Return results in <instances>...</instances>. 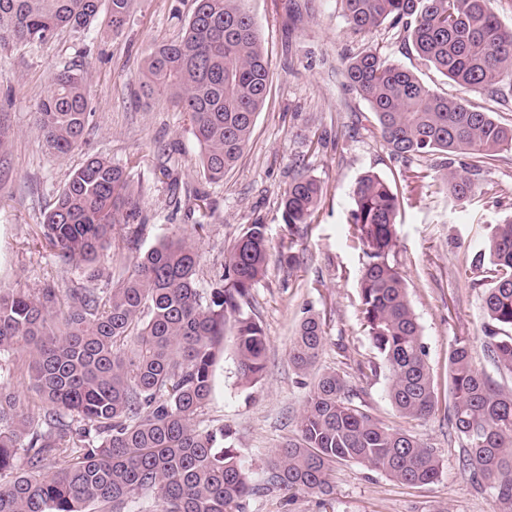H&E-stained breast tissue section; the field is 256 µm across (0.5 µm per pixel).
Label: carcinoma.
<instances>
[{
    "label": "carcinoma",
    "mask_w": 512,
    "mask_h": 512,
    "mask_svg": "<svg viewBox=\"0 0 512 512\" xmlns=\"http://www.w3.org/2000/svg\"><path fill=\"white\" fill-rule=\"evenodd\" d=\"M134 0H108L120 30ZM242 0H195L181 40L156 47L138 77V96L163 97L186 114L210 181L224 179L243 155L271 82L268 55ZM357 32L388 22L404 25L405 43L447 79L467 90L495 92L512 81V28L490 0H340ZM101 0H0V45L48 41L59 28L85 30ZM346 78L370 105L382 139L400 158L448 156L445 185L458 201L474 196L473 174L512 148V128L466 99L450 100L411 70L367 51L349 59ZM91 117L86 80L55 74L36 109L47 147L67 154L83 140ZM465 156L464 170L454 167ZM322 188L296 165L282 195L286 224H306ZM398 194L367 172L352 190L349 223L366 247L359 275L360 315L387 371L396 411L425 419L437 393L406 283L390 263L396 246ZM139 193L130 171L102 157L76 170L42 221L43 236L65 264H92L108 249L112 230L138 236ZM484 266L483 351L499 373L512 375V218L494 226L477 261ZM269 260L265 225L250 224L224 255L209 290L197 280L199 254L188 235L166 236L139 256L109 293L47 287L0 288V352L21 348L27 375L0 382V512H126L157 494L156 512H242L264 490L325 495L333 465L356 461L407 485L436 481L434 448L390 427L354 402L334 370L322 373L296 418L295 436L269 462L265 482L251 484L224 427L200 430L194 417L210 399L214 367L232 323L238 378L259 382L266 336L243 310ZM325 343L310 311L291 339L288 357L307 371ZM41 402V423L19 405L18 387ZM448 423L463 448L472 480L493 490L495 512H512V388L473 363L469 339L448 351ZM24 449L18 455V449ZM68 454L62 467L57 460Z\"/></svg>",
    "instance_id": "1"
}]
</instances>
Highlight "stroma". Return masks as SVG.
<instances>
[{
    "label": "stroma",
    "instance_id": "35a3bbf8",
    "mask_svg": "<svg viewBox=\"0 0 512 512\" xmlns=\"http://www.w3.org/2000/svg\"><path fill=\"white\" fill-rule=\"evenodd\" d=\"M243 7L257 23L272 82L246 151L219 182L204 179L185 114L135 94L145 58L182 37L193 0H134L120 31H113L103 8L86 30L64 28L40 45L0 47V124L11 134L0 153V287L107 292L159 239L184 233L196 243L205 289L226 249L248 225L262 224L270 257L248 308L266 336V371L256 384H241L234 348L225 345L197 426L230 428L251 482L259 483L276 449L292 436L316 375L331 369L344 375L373 416L435 448L442 473L432 484L407 486L360 463L341 462L330 472V494L292 497L270 490L246 499L242 512H493L491 490L472 481L448 426V350L454 338H468L477 367H489L482 350L483 288L471 260L493 225L512 217V150L482 168L472 199L455 201L444 185L442 155L405 162L390 154L369 105L346 82L343 60L377 49L437 93L466 97L507 126L512 87L494 94L463 91L406 47L402 28L384 24L355 32L340 0H244ZM64 69L87 76L93 117L82 143L59 156L39 134L35 112ZM92 157L131 165L144 230L132 238L116 225L91 278L59 261L40 224L72 172ZM299 162L320 182L322 200L310 223L291 227L281 198ZM368 172L386 179L401 203L390 260L406 280L438 395L434 413L421 420L402 417L392 406L386 370L360 319L358 278L367 257L348 220L353 187ZM289 253L296 257L291 267L283 261ZM308 309L320 314L326 341L315 366L301 373L288 346Z\"/></svg>",
    "mask_w": 512,
    "mask_h": 512
}]
</instances>
